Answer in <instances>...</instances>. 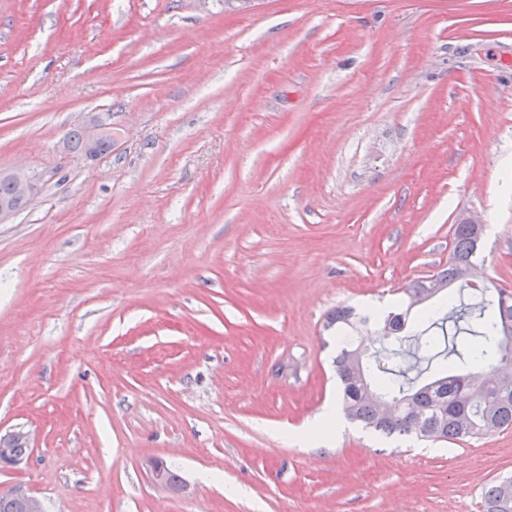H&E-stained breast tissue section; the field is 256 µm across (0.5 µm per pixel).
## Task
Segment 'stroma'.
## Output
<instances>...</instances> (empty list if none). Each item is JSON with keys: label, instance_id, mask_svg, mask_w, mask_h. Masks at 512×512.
<instances>
[{"label": "stroma", "instance_id": "1", "mask_svg": "<svg viewBox=\"0 0 512 512\" xmlns=\"http://www.w3.org/2000/svg\"><path fill=\"white\" fill-rule=\"evenodd\" d=\"M91 160L64 149L87 113ZM0 468L45 512H480L512 428L346 422L339 306L388 311L462 212L512 291V0H0ZM184 479L173 492L144 463ZM90 157L95 152L99 141L106 135H112V127L105 123L98 115H90L82 124ZM5 174L14 186L9 180L0 176V203L14 201L15 192L19 198L29 199L35 189L34 178L19 171H9Z\"/></svg>", "mask_w": 512, "mask_h": 512}]
</instances>
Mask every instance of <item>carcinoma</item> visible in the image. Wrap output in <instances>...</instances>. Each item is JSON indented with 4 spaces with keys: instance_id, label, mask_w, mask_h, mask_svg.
I'll list each match as a JSON object with an SVG mask.
<instances>
[{
    "instance_id": "carcinoma-1",
    "label": "carcinoma",
    "mask_w": 512,
    "mask_h": 512,
    "mask_svg": "<svg viewBox=\"0 0 512 512\" xmlns=\"http://www.w3.org/2000/svg\"><path fill=\"white\" fill-rule=\"evenodd\" d=\"M483 229L452 225L448 267L407 288V308L390 312V358L373 351L362 371L352 360L366 335L340 342L335 359L346 417L387 437L416 436L438 441L478 438L512 427V293L503 289L469 288L460 268L481 260ZM447 288L448 307L410 316L413 296L428 301ZM343 338L357 331L352 312H333L327 327ZM509 371L507 379L493 373ZM389 401L394 411L379 405ZM484 512H512V479L490 484L483 496Z\"/></svg>"
}]
</instances>
